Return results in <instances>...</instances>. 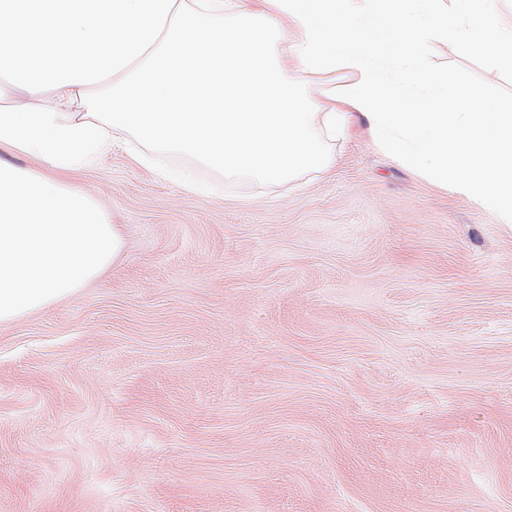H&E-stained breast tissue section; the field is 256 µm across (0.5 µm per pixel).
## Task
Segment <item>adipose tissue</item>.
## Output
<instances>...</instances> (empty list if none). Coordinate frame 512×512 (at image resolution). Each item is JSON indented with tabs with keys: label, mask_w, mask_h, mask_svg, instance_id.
Wrapping results in <instances>:
<instances>
[{
	"label": "adipose tissue",
	"mask_w": 512,
	"mask_h": 512,
	"mask_svg": "<svg viewBox=\"0 0 512 512\" xmlns=\"http://www.w3.org/2000/svg\"><path fill=\"white\" fill-rule=\"evenodd\" d=\"M495 2L0 0V150L75 172L130 131L221 174L283 185L328 173L325 138L361 118L398 164L512 224V112L477 87L449 96L428 53L450 39L512 75V20L496 18ZM292 71L347 80L313 112ZM92 92L93 108L74 111Z\"/></svg>",
	"instance_id": "ef3b65f1"
}]
</instances>
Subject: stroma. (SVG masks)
<instances>
[{
  "label": "stroma",
  "instance_id": "stroma-1",
  "mask_svg": "<svg viewBox=\"0 0 512 512\" xmlns=\"http://www.w3.org/2000/svg\"><path fill=\"white\" fill-rule=\"evenodd\" d=\"M431 56L512 112L483 53ZM328 150L283 186L122 141L66 176L123 248L0 324V512H512V227L363 123Z\"/></svg>",
  "mask_w": 512,
  "mask_h": 512
}]
</instances>
